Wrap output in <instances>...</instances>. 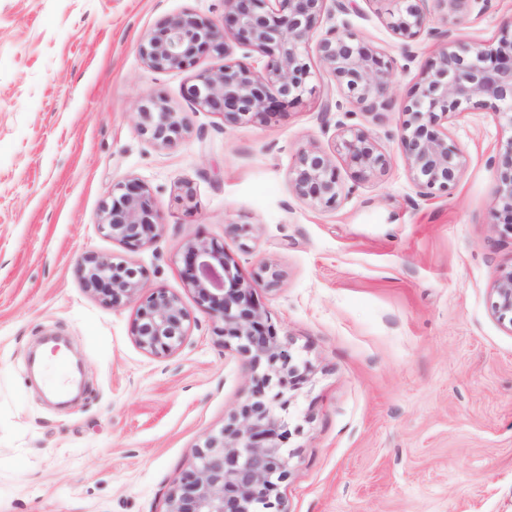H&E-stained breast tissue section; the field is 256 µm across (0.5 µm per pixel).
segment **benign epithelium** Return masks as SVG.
<instances>
[{"label":"benign epithelium","mask_w":512,"mask_h":512,"mask_svg":"<svg viewBox=\"0 0 512 512\" xmlns=\"http://www.w3.org/2000/svg\"><path fill=\"white\" fill-rule=\"evenodd\" d=\"M333 6H328V3ZM389 27L402 42L403 58L414 60L413 43L428 26L426 0H389ZM354 0H224V26L179 15L167 19L139 44V54L154 70H183L200 54L211 53L224 64L194 76L184 97L195 108L232 120L263 119L307 91L311 66L304 49L314 30L332 12H348ZM249 48L268 58L261 70L230 59L232 46ZM322 65L345 89L342 99L325 102L321 121L332 113L349 114L357 107L378 113L389 106L393 61L356 35L330 28L317 43ZM487 108L512 124V24L489 44L454 49L446 46L434 67L418 84L403 109L397 141L406 157L416 197L426 200L446 191L466 160L440 121L448 114ZM137 128L149 141L169 146L188 129L186 113L153 101L137 112ZM340 130V151L358 177L385 171L388 157L368 133L346 126ZM496 171L494 205L504 223H512V141L506 154L493 158ZM295 193L315 206L333 207L346 195L336 166L318 149L302 151L291 170ZM101 209L102 227L131 250L153 241L161 215L144 185L131 181L119 187ZM187 284L217 332L236 342L254 376L251 397L217 435L198 452L199 462L182 473L169 496L167 512H284L278 488L288 477L285 449L291 438L287 420L290 392L306 382L310 367L298 362L283 344L276 327L255 298L256 286L271 288L280 272L261 267L259 280L246 283L232 273L224 245L190 241L184 252ZM80 271L86 288L114 305L140 302L132 324L136 345L153 355H170L187 336L190 313L179 297L164 288L146 292L144 271L96 255L85 257ZM494 292L495 310L512 315V270L500 274Z\"/></svg>","instance_id":"7a95c632"}]
</instances>
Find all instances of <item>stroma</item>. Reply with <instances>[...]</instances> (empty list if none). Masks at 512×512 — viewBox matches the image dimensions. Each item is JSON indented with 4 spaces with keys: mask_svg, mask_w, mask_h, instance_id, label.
Wrapping results in <instances>:
<instances>
[{
    "mask_svg": "<svg viewBox=\"0 0 512 512\" xmlns=\"http://www.w3.org/2000/svg\"><path fill=\"white\" fill-rule=\"evenodd\" d=\"M333 25L394 62L391 106L346 122L375 137L386 172L359 179L339 155L327 98L344 89L309 52L310 93L264 122L192 111L183 88L219 59L157 71L141 40L182 14L222 24L224 0H0V512H167L176 479L250 397L253 371L197 306L184 246L217 240L307 381L289 407L288 512H512V320L494 283L512 268V227L495 215L489 160L512 124L472 109L442 122L466 167L448 191L415 201L396 139L402 107L441 44L422 35L405 63L386 0H356ZM433 28L475 46L512 21V0L450 19L428 0ZM162 100L191 130L156 145L137 110ZM330 156L350 193L316 207L289 175L299 152ZM163 222L130 250L100 227L129 181ZM193 200H177L183 187ZM141 267L176 294L191 322L168 356L131 336L137 306H112L83 284V257ZM65 337L79 398L49 400L29 359Z\"/></svg>",
    "mask_w": 512,
    "mask_h": 512,
    "instance_id": "stroma-1",
    "label": "stroma"
}]
</instances>
